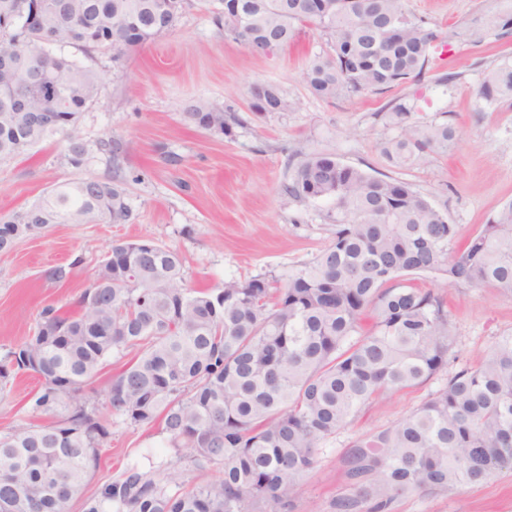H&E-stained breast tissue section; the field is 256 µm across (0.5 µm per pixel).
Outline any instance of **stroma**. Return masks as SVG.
Masks as SVG:
<instances>
[{
  "mask_svg": "<svg viewBox=\"0 0 512 512\" xmlns=\"http://www.w3.org/2000/svg\"><path fill=\"white\" fill-rule=\"evenodd\" d=\"M405 8L427 27L449 34V41L431 53L422 76L358 96L322 99L309 91L307 63L326 48L318 30L301 26L288 46L257 55L215 23L209 0H185L175 28L133 51L123 71L114 69L111 55H96L93 66L104 84L80 121L88 165L68 166L62 145L49 142L29 157L0 161V213L30 206L57 184L111 176L110 157L100 144L114 136L124 144L122 174L135 218L128 224H53L0 251V357L35 333L44 307L75 311L118 242L151 240L176 250L192 288L286 277L318 254L331 235L332 202L297 201L281 192L311 154L410 183L460 236L485 224L512 198V102L489 105L479 96L487 71L512 65V35L502 36L499 28L501 19L512 17V0H405ZM265 82L280 85L296 108L253 112L251 89ZM200 99L235 114L228 134L185 121V112ZM400 101L412 105L414 121L454 127L447 152L429 154L410 168L387 162L379 145L398 133L389 114ZM53 267L66 268L67 277L47 278ZM415 284L446 302L454 338L447 370L420 387L384 396L337 431L302 479L289 512H336V499L353 492L344 466L351 441L410 415L450 372L476 365L499 336L512 331V294L492 287L450 289L430 276ZM123 366V359L109 357L83 392L89 408L108 421L109 435L97 469L66 512H86L104 484L147 453L160 480L174 468L192 486L224 471L220 462L195 468L170 448L161 422L131 426L112 414L106 391ZM39 389L36 375L22 372L0 392V433L23 422H49V415L31 411ZM387 512H512V470L477 485L408 493Z\"/></svg>",
  "mask_w": 512,
  "mask_h": 512,
  "instance_id": "stroma-1",
  "label": "stroma"
}]
</instances>
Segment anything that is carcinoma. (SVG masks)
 Instances as JSON below:
<instances>
[{
	"instance_id": "cac0c4a2",
	"label": "carcinoma",
	"mask_w": 512,
	"mask_h": 512,
	"mask_svg": "<svg viewBox=\"0 0 512 512\" xmlns=\"http://www.w3.org/2000/svg\"><path fill=\"white\" fill-rule=\"evenodd\" d=\"M239 0L248 17L232 34L268 50L310 25L328 49L305 72L312 94L331 99L384 90L422 75L441 34L412 20L403 0ZM177 0H0V160L57 140L63 159L84 167L83 112L98 101L103 74L85 57L129 54L171 31ZM260 114L295 107L281 87L259 85ZM479 96L512 99V65L489 71ZM44 112L58 118L49 127ZM381 145L396 168L446 152L454 129L409 120ZM185 117L224 134V112L200 100ZM281 191L296 200L332 199L327 245L284 279L186 286L179 253L156 243L112 245L79 300L62 315L43 308L37 332L0 358V389L27 369L42 380L32 412L54 425L19 424L0 434V512H65L98 466L107 427L77 397L111 356L134 357L107 389L112 413L131 426L161 419L171 446L198 468L224 463L221 477L185 488L138 463L102 486L87 512H281L336 431L385 392L425 384L448 367L453 337L439 296L410 284L433 276L450 288L491 286L512 294V200L458 242L456 225L405 181L377 178L320 154L303 160ZM44 224H127L133 218L119 174L57 185L34 204ZM354 493L337 512H373L411 491H446L512 469V332L483 360L462 367L411 415L352 440L345 456Z\"/></svg>"
}]
</instances>
